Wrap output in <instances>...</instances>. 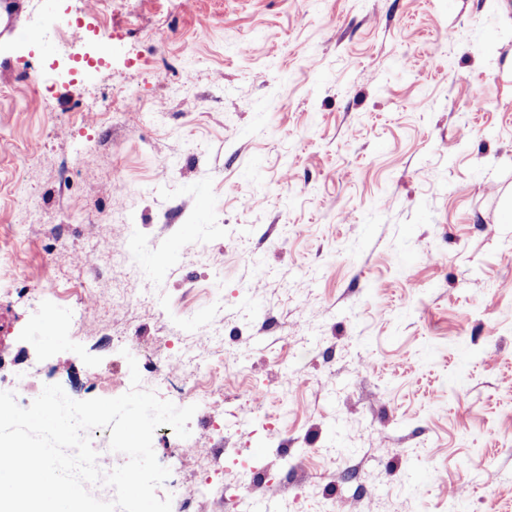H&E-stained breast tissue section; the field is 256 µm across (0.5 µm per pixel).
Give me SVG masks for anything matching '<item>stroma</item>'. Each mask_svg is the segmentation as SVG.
I'll list each match as a JSON object with an SVG mask.
<instances>
[{
  "mask_svg": "<svg viewBox=\"0 0 512 512\" xmlns=\"http://www.w3.org/2000/svg\"><path fill=\"white\" fill-rule=\"evenodd\" d=\"M61 11L0 0V391L117 397L171 339L216 391L153 435L173 512L213 448L273 512H512V0H113L79 77L22 37ZM133 236L132 307L80 294Z\"/></svg>",
  "mask_w": 512,
  "mask_h": 512,
  "instance_id": "stroma-1",
  "label": "stroma"
}]
</instances>
